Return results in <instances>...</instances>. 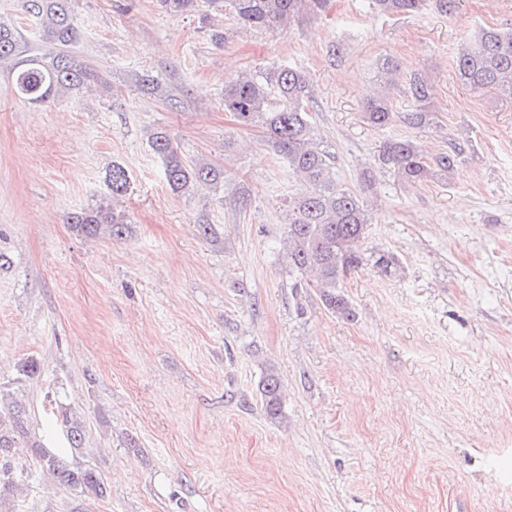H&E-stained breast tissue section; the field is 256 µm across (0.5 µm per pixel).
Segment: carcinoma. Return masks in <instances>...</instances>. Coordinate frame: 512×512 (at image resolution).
Instances as JSON below:
<instances>
[{"mask_svg": "<svg viewBox=\"0 0 512 512\" xmlns=\"http://www.w3.org/2000/svg\"><path fill=\"white\" fill-rule=\"evenodd\" d=\"M21 10L35 24L40 39L50 46L45 53L25 55L20 32L0 18V62L12 73L15 96L31 104H47L74 92L88 91L99 81L93 66L72 51L81 39L75 13L76 0H21ZM157 0L158 8L169 14L197 13L202 23L211 12L223 11L241 29L280 34L305 18L328 12L331 0ZM372 9L382 15L417 13L426 0H371ZM459 81L477 93H493L512 100V31L483 28L475 40L462 46L456 56ZM141 90L170 104L178 103L176 85L162 82L152 74L137 79ZM408 108L400 112L390 94L375 92L366 99L362 121L374 128L398 121L422 127L432 122L431 86L426 77L415 74L407 83ZM313 96L310 76L301 68L280 64L255 75L240 73L224 80L221 104L242 128H259L264 145L285 163L288 176L298 185L286 200L285 237L288 273L293 287L312 290L329 311L347 319L355 318L349 298L341 291L344 279L358 268L372 263L387 273L396 258L385 252L362 249L373 223L366 191L372 189L369 169L361 172L363 188L356 191L342 184L336 175V157L322 147L309 112ZM149 147L157 156L169 188L192 195L203 186L218 189L226 185L224 168L203 160L184 157L173 137L164 129L150 134ZM468 140L451 139L448 150L425 156L417 143L406 137L384 141L377 155L380 165L394 171L413 186L431 179H445L470 151ZM108 199L67 217L72 231L82 237L121 239L130 231L126 214L116 206L130 187L127 170L112 164L107 179ZM265 414H281L282 395L278 377L268 370L259 389ZM56 420L65 430L69 447L76 450L86 442L87 426L71 407L57 406ZM39 473L52 476L64 491L75 496L107 495V479L95 468L78 465L63 454L49 450L32 432L26 407L17 400L0 404V506L3 512H18L12 496L21 478Z\"/></svg>", "mask_w": 512, "mask_h": 512, "instance_id": "1", "label": "carcinoma"}]
</instances>
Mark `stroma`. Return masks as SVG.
Returning a JSON list of instances; mask_svg holds the SVG:
<instances>
[{
	"mask_svg": "<svg viewBox=\"0 0 512 512\" xmlns=\"http://www.w3.org/2000/svg\"><path fill=\"white\" fill-rule=\"evenodd\" d=\"M212 18L78 0L75 51L106 83L48 105L15 98L0 67V391L53 448L50 403L72 405L88 429L75 458L110 485L77 501L32 479L23 512H512V102L469 91L454 63L479 29L512 28V0H460L451 16L333 0L276 36ZM386 58L430 81L433 125L362 122ZM279 64L310 75L340 180L373 172L363 247L396 265L345 279L352 320L292 290L286 166L220 103L225 78ZM146 72L182 87L180 107L138 87ZM158 128L230 189L173 193L148 144ZM452 133L472 149L450 180L412 187L375 164L388 138L430 156ZM115 162L131 231L79 237L66 218L106 196ZM28 359L41 373L19 379ZM270 368L275 419L259 393ZM261 405L267 416L277 418L281 414L282 395L278 377L269 369L259 389Z\"/></svg>",
	"mask_w": 512,
	"mask_h": 512,
	"instance_id": "obj_1",
	"label": "stroma"
}]
</instances>
